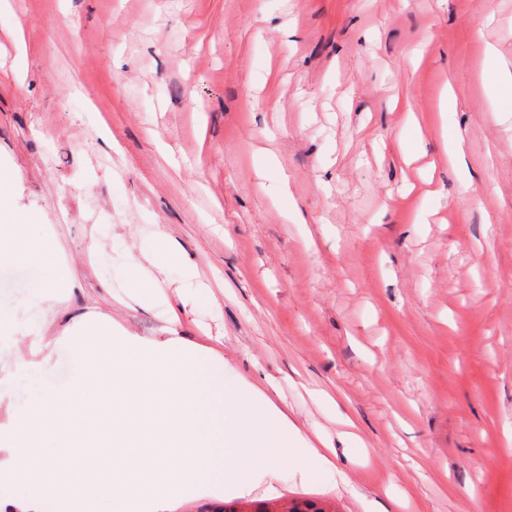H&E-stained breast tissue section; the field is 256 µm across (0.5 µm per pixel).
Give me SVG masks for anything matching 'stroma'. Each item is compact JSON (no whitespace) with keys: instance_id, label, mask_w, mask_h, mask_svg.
Masks as SVG:
<instances>
[{"instance_id":"obj_1","label":"stroma","mask_w":512,"mask_h":512,"mask_svg":"<svg viewBox=\"0 0 512 512\" xmlns=\"http://www.w3.org/2000/svg\"><path fill=\"white\" fill-rule=\"evenodd\" d=\"M15 2L26 52L0 31L20 68L0 81V169L75 278L45 335L88 316L176 332L331 449L327 480L285 460L247 499L512 512V97L483 78L512 71V0ZM263 150L306 223L287 219ZM153 223L211 291L183 302L181 269L161 274L173 327L110 281ZM40 278L0 274V306Z\"/></svg>"}]
</instances>
